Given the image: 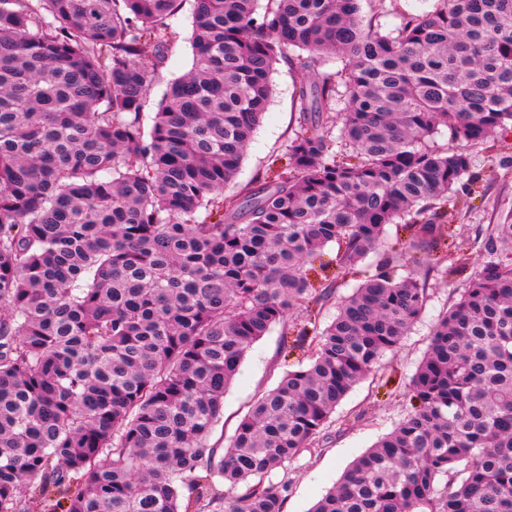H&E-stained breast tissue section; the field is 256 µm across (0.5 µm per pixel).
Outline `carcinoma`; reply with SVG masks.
<instances>
[{
    "instance_id": "carcinoma-1",
    "label": "carcinoma",
    "mask_w": 512,
    "mask_h": 512,
    "mask_svg": "<svg viewBox=\"0 0 512 512\" xmlns=\"http://www.w3.org/2000/svg\"><path fill=\"white\" fill-rule=\"evenodd\" d=\"M186 2L0 0V512H283L271 474L399 346L431 274L469 260L445 218L478 189L469 147L512 133V0H438L388 31L360 0H193L192 67L147 131ZM332 56L296 99L314 120L224 193L275 65ZM441 125L461 147L432 144ZM472 248L411 411L311 512H512V223ZM276 325L308 364L210 443Z\"/></svg>"
}]
</instances>
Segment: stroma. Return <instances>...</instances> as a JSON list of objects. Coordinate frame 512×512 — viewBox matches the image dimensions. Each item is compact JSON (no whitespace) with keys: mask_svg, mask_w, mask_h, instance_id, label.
Returning a JSON list of instances; mask_svg holds the SVG:
<instances>
[{"mask_svg":"<svg viewBox=\"0 0 512 512\" xmlns=\"http://www.w3.org/2000/svg\"><path fill=\"white\" fill-rule=\"evenodd\" d=\"M178 28L179 39L163 66L152 74L143 113V125L147 128L152 126L158 104L170 83L192 66L190 10L180 14ZM315 74L284 63L276 65L272 74L274 94L248 146L237 183L253 180L284 154L303 119L295 106V94L299 87L310 84ZM472 152L479 161L481 195L470 204L448 211V222L456 231L454 242L466 253L471 250L478 226L512 220V180H502L498 167L500 158L512 160V136L498 139L493 150L477 145ZM477 267V259L471 258L468 269L458 275L445 281H431L425 314L405 336L401 347L387 354L380 366L341 401L334 413V423L325 430L316 448L303 452L288 462L285 469L274 473V480L285 479L290 483L284 512H309L353 459L404 417L406 402L402 393L427 349L432 325L438 314L467 287ZM302 358V352L284 349L281 330L277 327L255 343L224 395V417L214 430V440L221 442L230 437L252 402L273 388L284 371L297 368Z\"/></svg>","mask_w":512,"mask_h":512,"instance_id":"stroma-1","label":"stroma"}]
</instances>
